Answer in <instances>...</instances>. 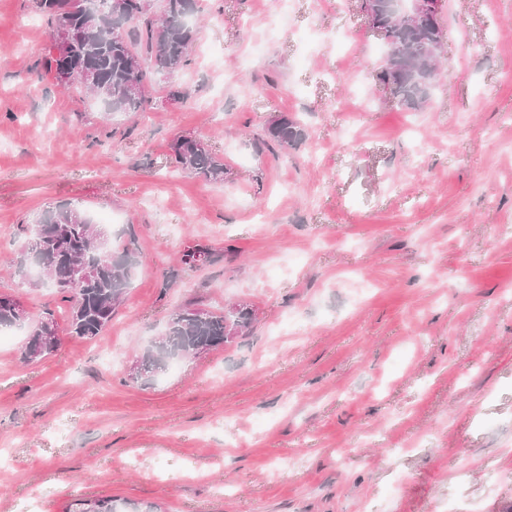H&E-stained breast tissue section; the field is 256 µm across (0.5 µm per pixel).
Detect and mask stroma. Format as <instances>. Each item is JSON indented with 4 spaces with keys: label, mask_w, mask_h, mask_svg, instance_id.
I'll return each mask as SVG.
<instances>
[{
    "label": "stroma",
    "mask_w": 512,
    "mask_h": 512,
    "mask_svg": "<svg viewBox=\"0 0 512 512\" xmlns=\"http://www.w3.org/2000/svg\"><path fill=\"white\" fill-rule=\"evenodd\" d=\"M37 16L0 0V294L60 344L27 364L0 332V512H512V0H446L420 112L361 0H198L190 66L108 121L45 74L43 26L18 42ZM283 113L304 139L262 148ZM59 202L138 246L92 340L18 263ZM198 242L214 262L183 269ZM237 304L250 335L131 381L173 310ZM424 73L420 70L408 72L406 75L388 79L383 70L376 75L379 82L388 81L390 83V91L397 99V102L409 110L418 111L422 109L426 101L418 103L420 94V80L423 78ZM169 149L182 171L206 181L223 182L224 165L207 144L192 136L174 139Z\"/></svg>",
    "instance_id": "1"
}]
</instances>
